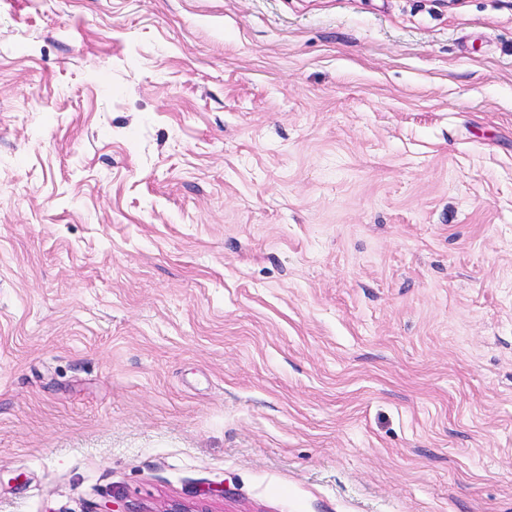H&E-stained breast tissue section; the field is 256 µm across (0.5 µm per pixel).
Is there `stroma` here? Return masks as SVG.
Instances as JSON below:
<instances>
[{"instance_id":"obj_1","label":"stroma","mask_w":512,"mask_h":512,"mask_svg":"<svg viewBox=\"0 0 512 512\" xmlns=\"http://www.w3.org/2000/svg\"><path fill=\"white\" fill-rule=\"evenodd\" d=\"M512 512V0H0V512Z\"/></svg>"}]
</instances>
